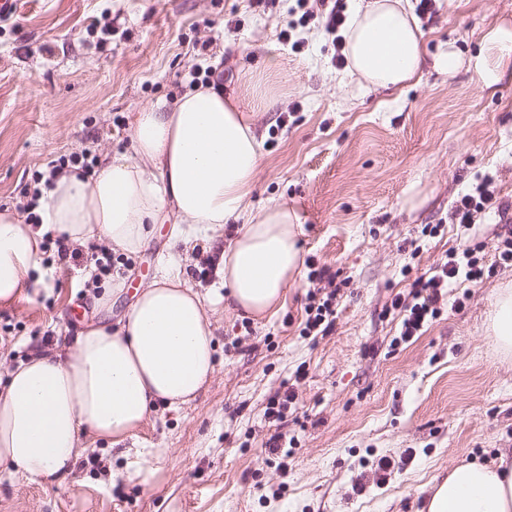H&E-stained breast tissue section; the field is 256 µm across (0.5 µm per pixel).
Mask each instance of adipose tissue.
Returning <instances> with one entry per match:
<instances>
[{"label": "adipose tissue", "mask_w": 512, "mask_h": 512, "mask_svg": "<svg viewBox=\"0 0 512 512\" xmlns=\"http://www.w3.org/2000/svg\"><path fill=\"white\" fill-rule=\"evenodd\" d=\"M348 74L367 90H398L420 79L423 33L411 0H355L344 36ZM470 67L483 88L512 71V29L488 31ZM252 90L197 85L137 112L130 152L105 155L83 173L57 171L39 201L40 227L0 210V305L27 299L45 283L44 234L67 244L96 239L132 256L159 224L173 243L213 242L216 278L200 294L185 277V258L169 255L144 288L128 293L122 277L91 282L99 317L85 323L70 351L37 348L0 385V468L52 485L65 479L85 435L111 446L132 439L158 405L191 403L215 372L207 305L261 319L282 306L303 265L300 218L287 203L253 202L263 160L252 113L273 106ZM236 222L231 237L226 224ZM131 294L127 311L113 303ZM422 512H512V454L453 468Z\"/></svg>", "instance_id": "1"}]
</instances>
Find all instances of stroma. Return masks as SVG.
Returning a JSON list of instances; mask_svg holds the SVG:
<instances>
[{"mask_svg":"<svg viewBox=\"0 0 512 512\" xmlns=\"http://www.w3.org/2000/svg\"><path fill=\"white\" fill-rule=\"evenodd\" d=\"M301 15L296 0H20L0 15V210L22 211L53 160L130 151L133 117L157 97L245 71L276 95L254 117L255 199L297 210L304 261L330 267L339 289L324 337L301 333L304 276L269 318L212 312L216 372L192 403L159 406L125 447L88 444L58 485L1 470L0 512H420L450 468L512 450V360L487 334L493 296L512 284V266L494 263L512 236V78L484 89L466 65L448 75L429 63L404 90L368 91ZM417 18L426 57L466 61L512 25V0H432ZM291 22L295 49L278 40ZM484 179L508 212L454 224L456 201ZM169 232L137 256L113 253L129 293L157 276ZM468 242L491 273L457 279L448 297L463 306L396 343L392 298ZM104 248L61 258L46 242L52 287L0 306L1 377L34 347L67 350L92 319L84 284ZM288 390L290 410L269 422V399ZM276 433L291 443L281 460L266 451ZM382 458L394 467L380 486Z\"/></svg>","mask_w":512,"mask_h":512,"instance_id":"stroma-1","label":"stroma"}]
</instances>
